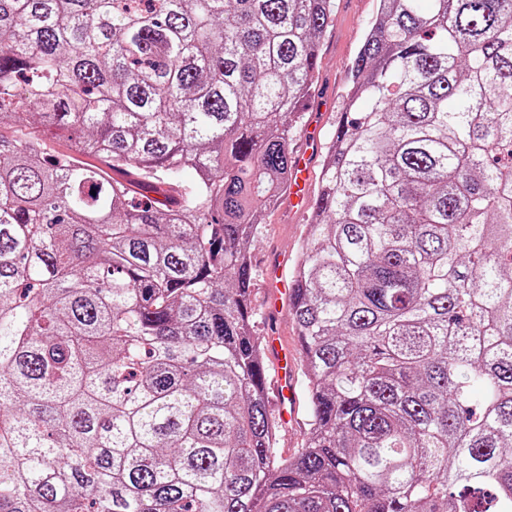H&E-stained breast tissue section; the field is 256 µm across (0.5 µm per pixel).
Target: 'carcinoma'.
Here are the masks:
<instances>
[{
	"label": "carcinoma",
	"instance_id": "carcinoma-1",
	"mask_svg": "<svg viewBox=\"0 0 512 512\" xmlns=\"http://www.w3.org/2000/svg\"><path fill=\"white\" fill-rule=\"evenodd\" d=\"M335 8L0 0V512H512V0H379L277 455L251 247Z\"/></svg>",
	"mask_w": 512,
	"mask_h": 512
}]
</instances>
